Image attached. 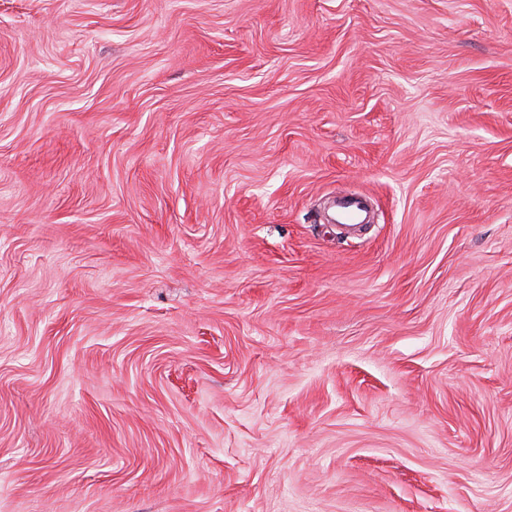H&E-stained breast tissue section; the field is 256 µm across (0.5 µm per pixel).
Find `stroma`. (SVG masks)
<instances>
[{"label": "stroma", "mask_w": 512, "mask_h": 512, "mask_svg": "<svg viewBox=\"0 0 512 512\" xmlns=\"http://www.w3.org/2000/svg\"><path fill=\"white\" fill-rule=\"evenodd\" d=\"M0 512H512V0H0Z\"/></svg>", "instance_id": "obj_1"}]
</instances>
